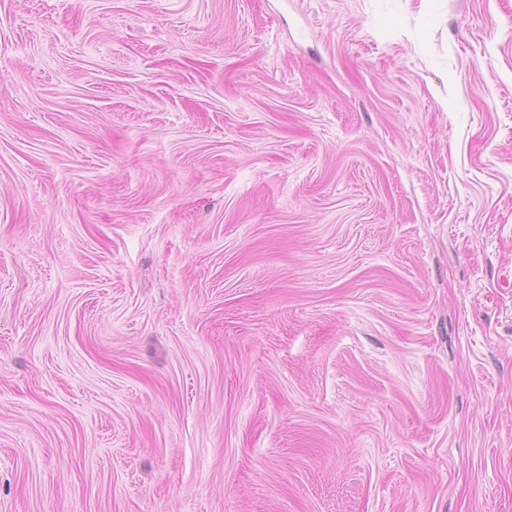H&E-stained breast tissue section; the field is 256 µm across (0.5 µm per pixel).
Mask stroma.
<instances>
[{
  "mask_svg": "<svg viewBox=\"0 0 512 512\" xmlns=\"http://www.w3.org/2000/svg\"><path fill=\"white\" fill-rule=\"evenodd\" d=\"M0 512H512V0H0Z\"/></svg>",
  "mask_w": 512,
  "mask_h": 512,
  "instance_id": "obj_1",
  "label": "stroma"
}]
</instances>
